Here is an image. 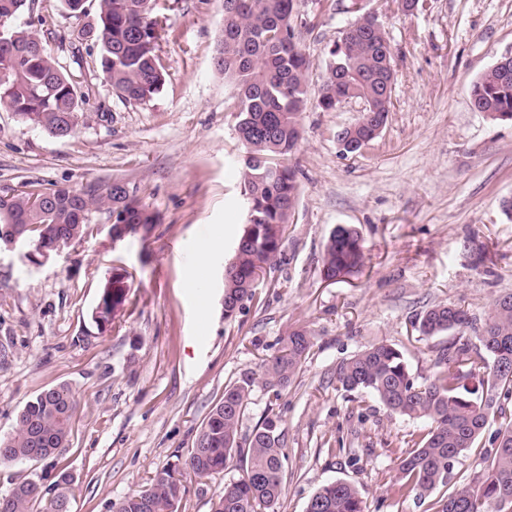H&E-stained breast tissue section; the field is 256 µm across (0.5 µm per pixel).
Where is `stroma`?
<instances>
[{"label": "stroma", "instance_id": "obj_1", "mask_svg": "<svg viewBox=\"0 0 512 512\" xmlns=\"http://www.w3.org/2000/svg\"><path fill=\"white\" fill-rule=\"evenodd\" d=\"M301 8L311 70L292 159L295 218L280 262L229 319L224 268L246 211L232 89L216 64L224 0H156L166 81L145 103L113 92L97 48L78 42L61 0H35L17 19L36 24L86 103L67 138L0 110V195L119 179L160 218L145 241H112L108 215L95 212L87 235L49 258L30 260L23 245L0 250V439L28 401L70 387L78 402L64 453L75 476L71 512H109L166 467L183 472L181 512H211L241 468L232 462L198 477L184 461L225 385L246 379L253 385L241 440L272 417L285 441L274 512H305L311 494L338 479L356 486L367 512L427 508L391 491L396 448L426 424L345 390L336 368L384 342L413 375L431 377L443 348L476 338L468 329L423 337L424 312L451 302L481 319L496 296L512 292V216L501 206L512 198V121L470 104L472 85L512 50V0H429L412 15L380 13L394 52L393 104L379 137L348 155L336 134L357 122L360 101L325 112L317 100L330 52L355 17L336 0H302ZM340 225L359 232L365 261L331 283L321 259ZM193 267L201 280L191 286L185 273ZM124 271L128 299L98 325L101 285ZM298 326L313 333V349L272 397L262 366Z\"/></svg>", "mask_w": 512, "mask_h": 512}]
</instances>
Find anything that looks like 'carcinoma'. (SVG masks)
Masks as SVG:
<instances>
[{
	"label": "carcinoma",
	"instance_id": "cac0c4a2",
	"mask_svg": "<svg viewBox=\"0 0 512 512\" xmlns=\"http://www.w3.org/2000/svg\"><path fill=\"white\" fill-rule=\"evenodd\" d=\"M33 0H0V16L15 21ZM154 0H93L95 25L84 26L77 38L100 50L105 80L124 100L147 102L165 82L157 53L163 26L153 17ZM361 16L346 28L330 51L328 75L318 106L336 109L346 98L367 108L337 140L345 153H356L387 123L392 106L385 82L394 74L393 50L378 19ZM298 0H224V28L216 58L235 99L236 131L243 146L242 192L246 222L235 254L224 274V297L234 305L253 299L255 288L282 255L284 236L295 214L299 185L291 163L302 139L301 114L308 93L310 60L303 45ZM40 38L12 25L8 41L0 42V109L54 137L71 136L84 104L80 87L47 48L33 49ZM472 107L494 120H512V52L501 54L473 84ZM72 121H66V117ZM116 184L105 196L96 186L59 187L49 192L20 190L0 198V229L9 223L30 224L34 240L44 236L81 239L94 211L119 207L133 212L137 223L129 235L146 240L155 213L130 191ZM326 280L342 279L364 265L356 229L339 226L331 234L321 260ZM477 327L480 347L451 346L437 358L440 370L431 379L413 376L395 347L379 343L352 355L336 368V380L348 390L368 393L386 411L410 420L428 421L427 432L398 448L399 475L391 490L399 498H427L448 486L454 464L476 447L490 416L506 415L512 401V292L492 300L479 321L455 305L438 304L420 320L425 337ZM314 346L313 334L294 328L278 353L266 363L262 382L273 395L300 370ZM251 382L229 384L210 409L185 465L197 476L224 471L238 458L243 476L224 484L211 512H274L282 493L286 455L277 420L266 418L252 432L248 447L239 429L249 404ZM76 400L66 385L50 388L26 403L12 434L0 440V462L25 463L38 457L55 471L54 493L36 480L0 494V512H60L69 503L74 475L62 458L71 432ZM494 448L484 456V469L474 481L430 501L429 512H512V420L495 434ZM185 494L182 479L166 468L144 490L112 504V512H178ZM306 512H364L358 489L336 480L318 488Z\"/></svg>",
	"mask_w": 512,
	"mask_h": 512
}]
</instances>
